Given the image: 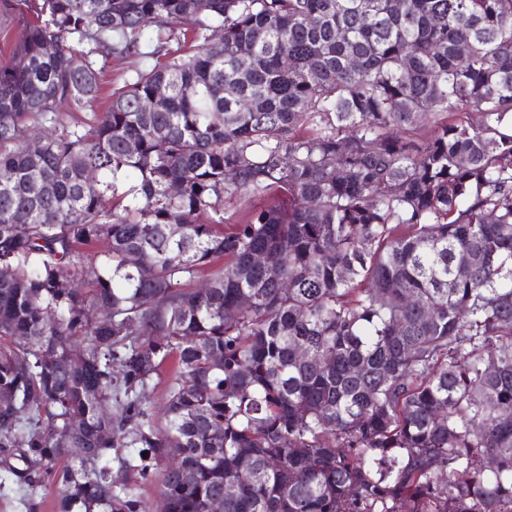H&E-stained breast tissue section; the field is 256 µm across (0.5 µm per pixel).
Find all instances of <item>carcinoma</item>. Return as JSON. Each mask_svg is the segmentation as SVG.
<instances>
[{
    "label": "carcinoma",
    "mask_w": 512,
    "mask_h": 512,
    "mask_svg": "<svg viewBox=\"0 0 512 512\" xmlns=\"http://www.w3.org/2000/svg\"><path fill=\"white\" fill-rule=\"evenodd\" d=\"M13 16L0 468L26 501L148 512L153 474L168 512L227 486L224 512H512V0H0ZM188 22L196 51L103 117L31 130L97 97L88 55ZM237 193L288 204L226 233ZM174 369L175 363L168 362L165 364L161 374L154 378L152 392L147 406L149 407L150 413L154 415V419L156 421L164 422L165 382L173 374Z\"/></svg>",
    "instance_id": "1"
}]
</instances>
